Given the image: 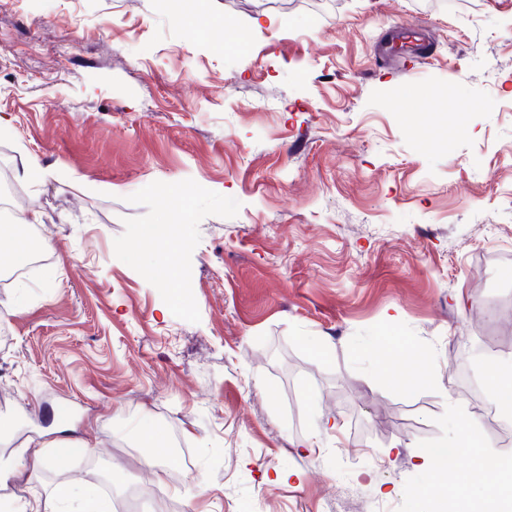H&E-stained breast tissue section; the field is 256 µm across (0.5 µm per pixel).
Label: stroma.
Instances as JSON below:
<instances>
[{
	"label": "stroma",
	"instance_id": "35a3bbf8",
	"mask_svg": "<svg viewBox=\"0 0 512 512\" xmlns=\"http://www.w3.org/2000/svg\"><path fill=\"white\" fill-rule=\"evenodd\" d=\"M174 12L0 0V160L46 230L41 265L0 287V465L90 432L75 486L139 488L140 512H422L418 449L474 417L506 450L488 379L512 357V0ZM406 24L430 56L378 59ZM141 224L188 241L166 287ZM418 352L427 383L399 384ZM318 412L336 431L313 433ZM145 417L179 473L161 486ZM72 464L0 485V512Z\"/></svg>",
	"mask_w": 512,
	"mask_h": 512
}]
</instances>
